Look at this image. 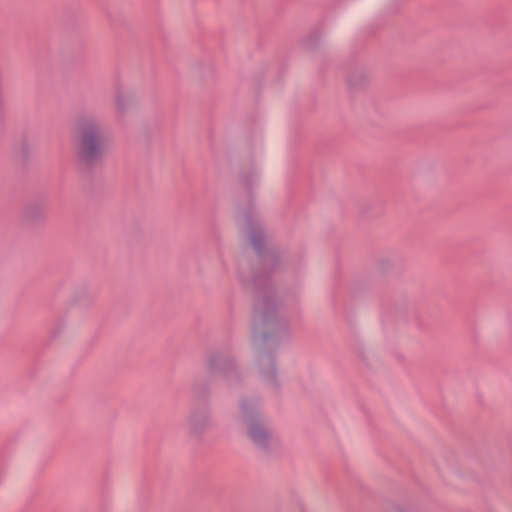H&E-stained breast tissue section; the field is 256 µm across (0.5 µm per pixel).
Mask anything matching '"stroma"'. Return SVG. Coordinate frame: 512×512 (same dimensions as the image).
<instances>
[{
	"label": "stroma",
	"instance_id": "35a3bbf8",
	"mask_svg": "<svg viewBox=\"0 0 512 512\" xmlns=\"http://www.w3.org/2000/svg\"><path fill=\"white\" fill-rule=\"evenodd\" d=\"M0 512H512V0H0Z\"/></svg>",
	"mask_w": 512,
	"mask_h": 512
}]
</instances>
